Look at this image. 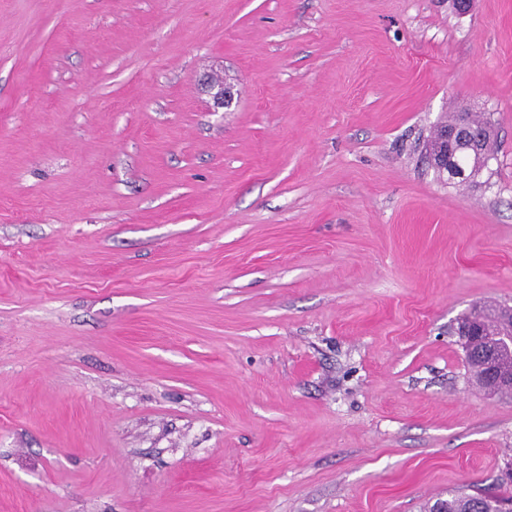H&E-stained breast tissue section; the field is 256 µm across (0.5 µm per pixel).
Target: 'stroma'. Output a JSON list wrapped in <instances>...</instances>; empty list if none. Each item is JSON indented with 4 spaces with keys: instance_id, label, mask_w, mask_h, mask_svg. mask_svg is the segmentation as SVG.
Here are the masks:
<instances>
[{
    "instance_id": "obj_1",
    "label": "stroma",
    "mask_w": 512,
    "mask_h": 512,
    "mask_svg": "<svg viewBox=\"0 0 512 512\" xmlns=\"http://www.w3.org/2000/svg\"><path fill=\"white\" fill-rule=\"evenodd\" d=\"M238 90L214 110L199 84ZM490 116L478 183L423 158ZM512 0H0V512H424L512 398ZM487 312L485 314V322L481 323L482 335L474 336L468 344L467 352L465 351V362L471 381L475 382L481 388V375L483 361L480 358V352L496 348L497 335L503 329L512 325V311L497 305H485ZM497 353L496 349H492L487 352L484 358L485 370L487 371L485 373L487 391L492 395L509 396L511 398L512 381L500 378L496 375L495 370L501 377L512 378V353L510 354L508 351H502L498 355Z\"/></svg>"
}]
</instances>
